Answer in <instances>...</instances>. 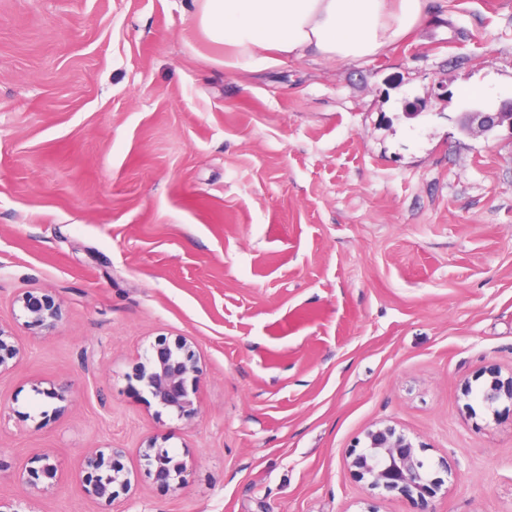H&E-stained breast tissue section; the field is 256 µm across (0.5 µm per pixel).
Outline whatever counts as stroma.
<instances>
[{
	"label": "stroma",
	"mask_w": 512,
	"mask_h": 512,
	"mask_svg": "<svg viewBox=\"0 0 512 512\" xmlns=\"http://www.w3.org/2000/svg\"><path fill=\"white\" fill-rule=\"evenodd\" d=\"M366 62L226 66L193 0H0V497L39 455L33 512H103L91 448L137 474L115 512H412L343 463L372 424L447 458L435 512H512V415L466 388L512 371V0H434ZM49 289V336L16 297ZM158 336L203 366L201 412L157 415L132 375ZM70 386L41 426V392ZM150 436L190 465L144 477ZM508 121L512 123V99L504 102L497 112L470 111L463 114V123L471 131L486 132ZM22 355L23 351L16 343L11 329L0 323V375L16 367ZM39 465L19 472L15 479L29 495H42L55 489L62 480L60 463L56 456L43 454Z\"/></svg>",
	"instance_id": "35a3bbf8"
}]
</instances>
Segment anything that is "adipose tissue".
Here are the masks:
<instances>
[{
    "mask_svg": "<svg viewBox=\"0 0 512 512\" xmlns=\"http://www.w3.org/2000/svg\"><path fill=\"white\" fill-rule=\"evenodd\" d=\"M202 30L260 71L307 56L368 60L423 26L428 0H194Z\"/></svg>",
    "mask_w": 512,
    "mask_h": 512,
    "instance_id": "obj_1",
    "label": "adipose tissue"
}]
</instances>
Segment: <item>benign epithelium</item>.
<instances>
[{
  "label": "benign epithelium",
  "instance_id": "obj_1",
  "mask_svg": "<svg viewBox=\"0 0 512 512\" xmlns=\"http://www.w3.org/2000/svg\"><path fill=\"white\" fill-rule=\"evenodd\" d=\"M508 121L512 123V100L495 112L470 111L463 114V123L471 131L486 132ZM18 318L39 332L54 331L63 319L59 302L46 290L26 291L15 300ZM23 355L11 329L0 324V374L11 371ZM203 369L191 340L185 336H158L145 351L144 361L135 369L134 379L148 395L147 404L157 414L167 412L179 420L191 421L200 414L199 383ZM487 378L479 387V396L492 421L500 420L499 405L512 404V373L504 376L497 369L485 371ZM424 445L409 438L391 424L374 425L363 439L345 455L344 465L359 481L373 489L396 491L406 497L416 512H434L433 500L448 493L440 473H451L445 459L432 464L421 456ZM124 449H98L88 453L79 476L82 492L111 505L136 484L135 475L124 470L117 460ZM141 456L146 461L145 474L154 484L177 492L187 484L188 464L157 439L145 441ZM38 466L15 475L30 495H42L55 489L62 480L56 456L43 454Z\"/></svg>",
  "mask_w": 512,
  "mask_h": 512
}]
</instances>
